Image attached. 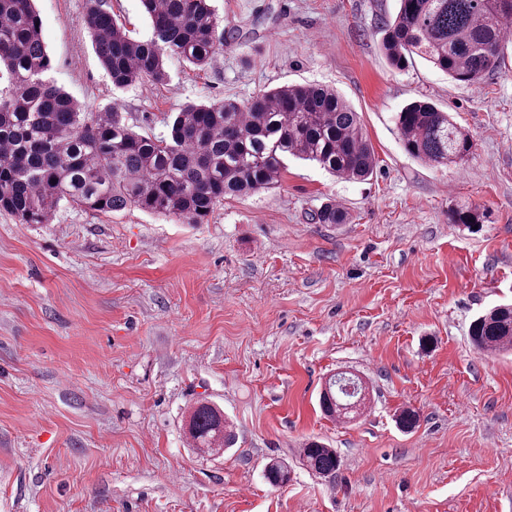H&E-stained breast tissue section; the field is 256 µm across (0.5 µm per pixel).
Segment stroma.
<instances>
[{
  "instance_id": "obj_1",
  "label": "stroma",
  "mask_w": 512,
  "mask_h": 512,
  "mask_svg": "<svg viewBox=\"0 0 512 512\" xmlns=\"http://www.w3.org/2000/svg\"><path fill=\"white\" fill-rule=\"evenodd\" d=\"M223 49L198 68L114 88L89 0H35L51 77L84 111L119 106L165 134L188 102L287 84L336 87L377 159L365 181L292 160L279 183L219 202L201 224L129 207L0 211V512H512V352L468 329L512 300V48L469 84L380 51L398 0H212ZM427 100L468 129L459 166L402 145L395 115ZM346 224H319L325 202ZM458 205L484 224L448 221ZM341 371L364 412L324 417ZM219 404L236 444L192 448L182 415ZM405 408L414 430L396 423ZM319 440L335 478L299 459ZM285 462L287 484L264 476Z\"/></svg>"
}]
</instances>
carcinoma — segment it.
Segmentation results:
<instances>
[{
    "label": "carcinoma",
    "mask_w": 512,
    "mask_h": 512,
    "mask_svg": "<svg viewBox=\"0 0 512 512\" xmlns=\"http://www.w3.org/2000/svg\"><path fill=\"white\" fill-rule=\"evenodd\" d=\"M88 29L112 85L125 88L167 77L165 58L205 66L217 53V22L208 0H142L151 37H132L106 8L90 0ZM512 19V0H399L384 27L380 49L388 64L403 69L420 57L457 83H470L501 63ZM33 0H0V210L20 224H43L63 203L112 213L135 206L147 213L201 224L228 198L273 188L290 158L318 164L329 174L365 180L376 156L358 113L328 86L291 84L233 99L188 103L167 122L162 136L141 134L122 113L83 112L50 78L51 58ZM405 150L426 164L459 165L473 137L431 102L414 100L396 115ZM321 224H344L347 213L329 202L316 212ZM451 224H482L484 213L459 205ZM468 335L479 351L512 346V304L475 317ZM366 405V386L338 376L319 396L334 419ZM185 434L192 447L216 454L235 435L219 406L201 400L191 408ZM302 461L323 478L336 473L339 456L310 441ZM273 486L288 482L278 460L265 466Z\"/></svg>",
    "instance_id": "1"
}]
</instances>
